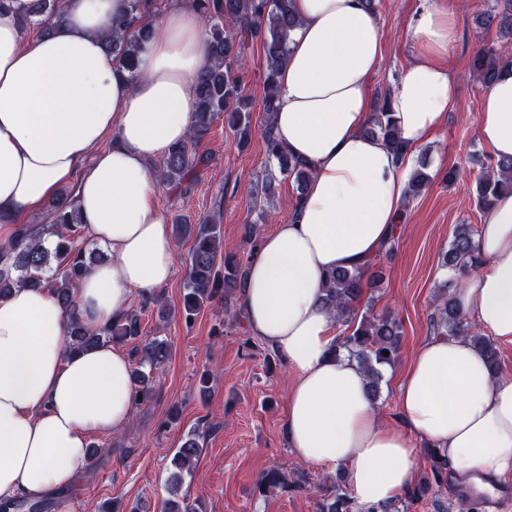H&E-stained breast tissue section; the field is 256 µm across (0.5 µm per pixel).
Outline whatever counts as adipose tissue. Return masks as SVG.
<instances>
[{
	"label": "adipose tissue",
	"mask_w": 512,
	"mask_h": 512,
	"mask_svg": "<svg viewBox=\"0 0 512 512\" xmlns=\"http://www.w3.org/2000/svg\"><path fill=\"white\" fill-rule=\"evenodd\" d=\"M129 0H64L62 21L31 39L17 0L0 6V245L72 185L84 231L109 248L74 290L82 323L125 314L175 271L152 161L189 133L193 84L208 64L199 14L174 0L150 18L137 77L119 70L103 35ZM300 21L278 79L277 139L312 175L288 221L264 234L241 292L252 336L293 381L285 430L301 462L345 469L358 503L401 498L418 465L413 438L448 457L456 475H512V378L492 372L464 336L424 341L397 389L398 422H383L366 377L336 354L340 330L323 305L324 274L367 263L391 239L406 204L408 166L366 127L380 25L361 0H293ZM412 56L390 95L402 138L418 147L445 125L457 82L444 60L457 18L419 0L407 24ZM479 140L512 157V64L482 98ZM473 245L478 270L455 302L491 337L512 343V192L500 195ZM133 409L130 359L112 345L69 348L67 316L47 290L0 298V503H40L75 483L92 435L123 430Z\"/></svg>",
	"instance_id": "1"
}]
</instances>
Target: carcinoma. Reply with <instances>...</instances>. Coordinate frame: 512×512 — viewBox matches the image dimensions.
Masks as SVG:
<instances>
[{
  "label": "carcinoma",
  "mask_w": 512,
  "mask_h": 512,
  "mask_svg": "<svg viewBox=\"0 0 512 512\" xmlns=\"http://www.w3.org/2000/svg\"><path fill=\"white\" fill-rule=\"evenodd\" d=\"M194 8L209 25L206 50L209 65L201 72L194 85L195 109L187 140L171 148L159 164L160 184L173 193H182L196 182L201 171L208 167L211 157L199 151L215 121L224 118V125L234 134L237 147L245 150L254 134L252 100L242 89L239 71L246 63V41L255 40L264 51L265 95L262 105L266 124L263 132L266 155L277 164V171L267 170L251 191L253 205L267 215L274 198L276 175L294 178L298 194H303L312 174L311 166L290 154L273 135L271 117L277 104V77L286 60L290 33L299 25L292 0H193ZM154 6L152 0H131L128 13L113 25L106 46L119 65L135 72L138 49L149 39V30L143 22L145 10ZM27 25L40 24L41 17H63V0H25L21 4ZM478 22L483 27L496 26L505 34H512V0H495V5L480 13ZM512 53V41L499 47L478 49L472 57V72L480 83L488 87L502 70L504 57ZM368 131L390 145L394 153L404 159L409 149L399 137L389 114L388 100H378ZM428 182V174L421 169L413 171L408 182V197L418 196ZM512 192V158L496 161L495 168L480 173L476 178L477 203L488 212L497 195ZM82 223L71 194L61 193L48 207L46 223L20 224L13 241L0 247V297L19 286L46 288L58 303L69 312L68 334L71 348L83 350L100 343L135 340L141 335V318L130 310L108 325L94 329L82 324L75 315L72 289L77 286L86 267L85 250L78 238ZM175 236L192 240L191 259L183 296L185 321H190L204 303L217 297L224 299V315L238 320L241 308V288L246 264L236 254H222L221 224L213 216L202 223L174 225ZM474 230L470 224H457L452 240L441 257V267L467 273L475 268L473 262ZM224 255V265H216L218 255ZM367 265L352 269H336L326 275L323 300L333 311L341 326L340 346L345 348L366 373L372 399L380 393L381 367L393 366L400 358L401 324L389 314H376L372 304L363 301L366 289L376 286L366 278ZM453 285L443 282L435 298L432 327L435 336H470L485 354L490 368L499 370L497 347L493 340L478 334H468L464 317L452 295ZM171 356L166 339L154 337L130 350L131 377L134 386V404L150 401L154 394L152 372L164 365ZM200 453L199 434L192 433L177 449L172 463L180 469L171 483H182L183 474L191 473ZM430 471L425 473L407 494L411 500L424 497L434 487L447 484L448 459L434 448L426 449ZM288 487V478L278 469L268 470L261 478L259 488ZM330 493L320 503L319 512H378L373 507L363 508L352 495L342 472L330 485ZM162 512H198L189 499L169 498L163 502Z\"/></svg>",
  "instance_id": "obj_1"
}]
</instances>
